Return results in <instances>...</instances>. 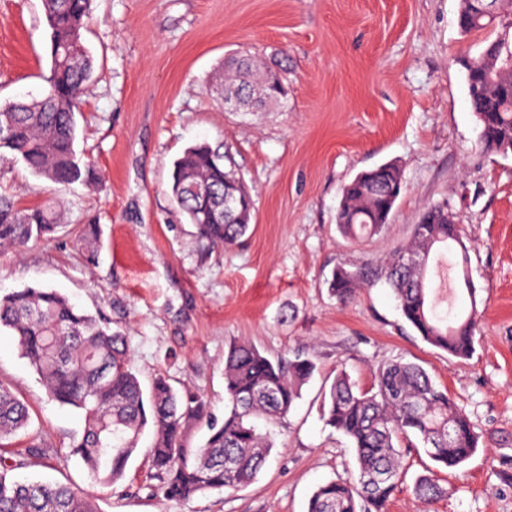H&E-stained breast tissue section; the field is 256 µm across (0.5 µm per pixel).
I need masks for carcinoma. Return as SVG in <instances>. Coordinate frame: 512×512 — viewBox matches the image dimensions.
<instances>
[{"label":"carcinoma","instance_id":"1","mask_svg":"<svg viewBox=\"0 0 512 512\" xmlns=\"http://www.w3.org/2000/svg\"><path fill=\"white\" fill-rule=\"evenodd\" d=\"M476 0H460L462 35L488 30L477 55L464 60L467 101L487 151L512 154V0H501V16L491 23L473 17ZM91 0H42L49 31V73L43 94L27 102L0 105V159L23 163L32 173L67 186L83 179L76 158V121L83 85L93 72V58L82 41ZM223 87L240 112L283 107L288 88L281 70L262 69L253 60L231 56ZM221 147L197 143L174 161L170 192L182 215L196 227L198 251L232 246L245 235L254 200ZM233 189L244 202L241 222L224 211V191ZM405 191L393 161L362 170L344 184L336 210L341 235L356 242L381 233ZM62 223L61 206L21 208L0 196V249L21 253L31 241L47 238ZM94 226L75 239L91 258L98 255ZM440 246L453 251L454 266L469 262V246L459 226L448 220V206L437 203L413 225L410 239L381 259H363L335 267L329 290L340 304L361 288L384 280L396 308L424 342L448 355L468 359L479 331L477 290L463 280L471 310L465 317L439 315L427 288V266L417 259ZM11 331L21 356L39 375L47 396L77 412L81 431L69 456L79 460L95 484L111 487L124 479L146 428L153 431L148 478L158 482L167 501L183 502L208 491H239L250 486L273 448L274 433L257 419L276 424L300 398L317 370L305 352L269 358L250 343H233L224 353V416L187 387L176 388L159 373L149 384L133 371L128 337L112 322L78 309L49 288L28 287L0 296V328ZM324 423L341 433L354 451L355 472L346 479L318 485L306 512H387L405 475L404 455L420 446L443 468L464 463L478 448L474 425L420 365L403 360L379 364L372 385L361 388L345 370L336 373L322 400ZM27 404L0 383V448L28 431ZM206 428L195 445L191 432ZM26 465L0 454V512H101L96 498L81 489L50 481L22 482L11 472ZM427 505L445 494L430 476L415 483Z\"/></svg>","mask_w":512,"mask_h":512}]
</instances>
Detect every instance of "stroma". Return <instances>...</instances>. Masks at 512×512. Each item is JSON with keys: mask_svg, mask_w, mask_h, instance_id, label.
I'll use <instances>...</instances> for the list:
<instances>
[{"mask_svg": "<svg viewBox=\"0 0 512 512\" xmlns=\"http://www.w3.org/2000/svg\"><path fill=\"white\" fill-rule=\"evenodd\" d=\"M460 0H93L82 32L94 73L76 114L75 149L88 179L66 191L24 165L0 161V194L23 207L64 202L65 229L0 251V295L53 288L107 315L131 339L141 381L162 373L224 412V353L234 341L271 356L306 348L318 371L275 427L257 481L187 502L164 500L148 478L144 434L122 484L96 485L67 455L79 417L45 394L39 376L0 330V383L27 403L29 433L53 446L29 458L21 480L59 481L94 495L102 512H306L320 484L348 477L349 442L325 426L322 390L337 370L369 387L376 366L403 359L448 389L479 435L473 456L442 469L407 455L389 512H512V154L483 150L460 56L482 36H462ZM41 0H0V104L38 95L49 71ZM239 52L283 69L287 109L227 112L216 80ZM223 145L255 210L248 233L208 257L169 192L173 161L200 142ZM394 161L406 190L379 235L351 244L336 226L342 185ZM447 204L467 238L482 331L458 359L416 336L379 285L342 305L327 280L337 264L379 257L407 241L420 214ZM98 225L88 264L71 231ZM433 473L445 495L413 492Z\"/></svg>", "mask_w": 512, "mask_h": 512, "instance_id": "stroma-1", "label": "stroma"}]
</instances>
